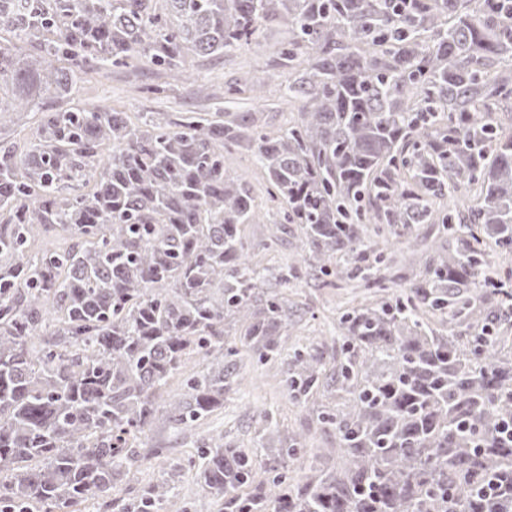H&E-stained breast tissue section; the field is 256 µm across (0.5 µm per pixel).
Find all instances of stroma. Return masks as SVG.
I'll list each match as a JSON object with an SVG mask.
<instances>
[{
  "instance_id": "35a3bbf8",
  "label": "stroma",
  "mask_w": 512,
  "mask_h": 512,
  "mask_svg": "<svg viewBox=\"0 0 512 512\" xmlns=\"http://www.w3.org/2000/svg\"><path fill=\"white\" fill-rule=\"evenodd\" d=\"M287 37L285 26L265 25L260 29L261 47L245 48L229 57L195 59L192 71L197 86L213 91L210 99L197 94V86L157 74L142 61L85 76L79 96L83 102L131 116L139 112L258 111L263 113L268 129L276 131L286 128L294 120V113L289 112L278 94L271 92L264 99L254 100L248 89L275 72L274 50ZM157 84L165 86L163 95L144 94V87ZM231 86L238 87V94H228ZM224 165L243 175L258 205V219L244 225L243 235L259 247L264 267L271 273L291 264L298 267L296 278L288 286L287 352L303 351L319 338L339 335L341 315L362 301V293L341 287L334 278L316 276L308 266L298 265L300 225L286 224L279 234H272L276 216L267 200L268 175L254 163L249 151L239 149L225 154ZM420 230L428 235L426 245L400 244L398 264L385 272L395 289L409 288L415 273L423 270L435 253L448 247L447 239L438 236L435 226L424 224ZM240 356L241 383L225 392L223 408L189 428L159 422L143 444L147 461L138 471L117 477L112 489L114 499L136 501L148 487L165 481L175 488L176 512H224L223 502L207 492L192 466L207 447L209 436L216 432L223 433L225 442L242 448L262 444L273 449L284 435L304 431L310 435L312 452L327 454L335 443L333 434L319 425L311 411L298 407L283 391L278 375L287 370V359L269 367L257 363L248 351H241ZM264 411L273 416V423L267 428L259 421Z\"/></svg>"
}]
</instances>
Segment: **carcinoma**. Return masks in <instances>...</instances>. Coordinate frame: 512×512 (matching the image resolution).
<instances>
[{"label": "carcinoma", "instance_id": "carcinoma-1", "mask_svg": "<svg viewBox=\"0 0 512 512\" xmlns=\"http://www.w3.org/2000/svg\"><path fill=\"white\" fill-rule=\"evenodd\" d=\"M288 25L270 81L297 117L175 118L80 104L83 75L140 59L185 83L195 57L259 45ZM0 127L50 99L17 153L0 140V512H159L112 482L148 459L163 417L189 427L224 406L239 350L285 348L288 299L242 235L253 196L224 168L246 149L267 172L301 261L373 296L341 318L340 359L296 351L284 392L336 435V462L285 437L268 466L210 437L204 486L224 512H512V0H0ZM476 205L445 211L461 190ZM439 224L448 251L389 291L391 240ZM70 244L35 252L39 233ZM214 364L161 402L190 360ZM342 392V405L316 407ZM297 461L307 474L288 477ZM281 467L283 472L261 478Z\"/></svg>", "mask_w": 512, "mask_h": 512}]
</instances>
